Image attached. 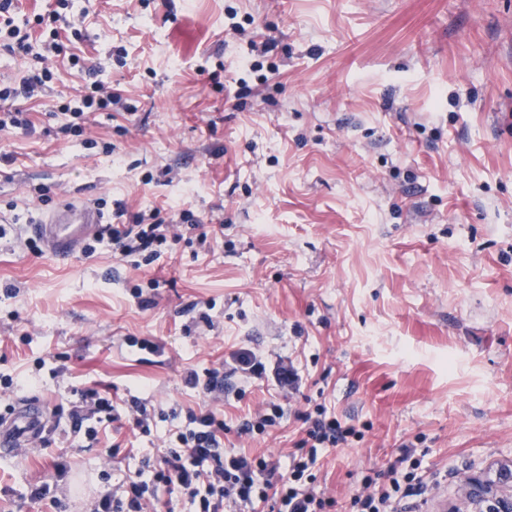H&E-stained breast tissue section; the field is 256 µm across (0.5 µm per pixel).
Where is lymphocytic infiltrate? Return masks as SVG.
<instances>
[{
	"label": "lymphocytic infiltrate",
	"instance_id": "obj_1",
	"mask_svg": "<svg viewBox=\"0 0 512 512\" xmlns=\"http://www.w3.org/2000/svg\"><path fill=\"white\" fill-rule=\"evenodd\" d=\"M56 3L57 10L49 16L34 19L43 39L37 49L30 33L14 22L15 0H0V47L32 56L35 62L19 85L0 86V101L31 97L51 83L54 73L46 65L48 57L64 54L71 66L80 65L79 55L66 53L57 26L62 18L59 8L67 0ZM111 104V93L94 80L87 92L72 97L61 109L70 117L69 129L81 133L90 114L109 111ZM177 230V225L160 217L150 224L138 221L104 228L122 255L146 252L154 258L161 256L168 240L176 238ZM111 414V399L95 389L83 390L69 414L71 428L97 438V422ZM301 420V437L281 469L265 457H247L225 448L224 422L214 412H189L185 424L175 431L174 444L155 459L144 460L118 487L100 490L89 504L90 512H160L166 498L173 496L186 498L195 512H224L231 506L247 512L255 507L262 512H334L336 502L319 489L314 468L329 449L348 443L357 431L342 426L321 406L302 413ZM421 466V459L406 448L386 471L367 472L360 491L350 500V512H398L403 499L426 492Z\"/></svg>",
	"mask_w": 512,
	"mask_h": 512
}]
</instances>
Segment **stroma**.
<instances>
[{"instance_id":"1","label":"stroma","mask_w":512,"mask_h":512,"mask_svg":"<svg viewBox=\"0 0 512 512\" xmlns=\"http://www.w3.org/2000/svg\"><path fill=\"white\" fill-rule=\"evenodd\" d=\"M67 19L116 100L63 132L89 76L62 65L24 103L34 130L0 133V416H52L47 449L0 460V512H87L200 409L282 463L298 413L355 427L318 466L338 512L405 446L430 481L410 512L512 462V0H73ZM69 201L202 227L152 262L31 250ZM207 370L221 394L186 385ZM87 388L119 413L94 441L67 420ZM271 402L275 425L240 433ZM45 482L56 500L32 501Z\"/></svg>"}]
</instances>
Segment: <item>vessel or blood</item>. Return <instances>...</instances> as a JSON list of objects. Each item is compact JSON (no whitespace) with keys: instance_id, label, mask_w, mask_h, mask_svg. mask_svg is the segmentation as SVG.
Segmentation results:
<instances>
[{"instance_id":"b4317fda","label":"vessel or blood","mask_w":512,"mask_h":512,"mask_svg":"<svg viewBox=\"0 0 512 512\" xmlns=\"http://www.w3.org/2000/svg\"><path fill=\"white\" fill-rule=\"evenodd\" d=\"M102 219L96 209L67 203L52 211L33 231L48 253L60 261L74 257L84 240L100 229ZM48 408L36 400L18 401L13 414L0 420V459L20 463L19 451L39 440L48 428Z\"/></svg>"}]
</instances>
